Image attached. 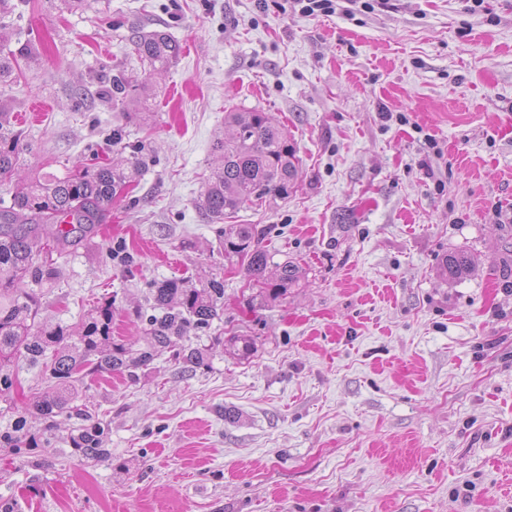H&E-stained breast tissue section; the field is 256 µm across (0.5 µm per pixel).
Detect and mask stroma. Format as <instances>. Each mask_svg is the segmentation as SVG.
<instances>
[{
    "label": "stroma",
    "mask_w": 512,
    "mask_h": 512,
    "mask_svg": "<svg viewBox=\"0 0 512 512\" xmlns=\"http://www.w3.org/2000/svg\"><path fill=\"white\" fill-rule=\"evenodd\" d=\"M183 46L150 72L131 37ZM0 112L21 133L17 177H64L141 148L138 185L98 233L58 257L43 315L74 325L113 300L135 340L152 282L224 283L208 366L161 353L136 377L78 384L107 458L70 443L0 448V512H512V0H336L330 16L278 0H7ZM125 69L146 116L106 90ZM288 126L300 161L285 200L247 205L274 262L300 278L252 304L200 208L229 110ZM469 255V276L437 268ZM251 337L249 359L216 336ZM0 432L51 391L21 361Z\"/></svg>",
    "instance_id": "stroma-1"
}]
</instances>
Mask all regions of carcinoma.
Returning <instances> with one entry per match:
<instances>
[{"mask_svg":"<svg viewBox=\"0 0 512 512\" xmlns=\"http://www.w3.org/2000/svg\"><path fill=\"white\" fill-rule=\"evenodd\" d=\"M137 57L155 71L166 70L180 55L181 45L165 32L138 34L133 40ZM141 83L123 71L112 74V102L127 108L141 103ZM0 112V177L15 170L19 135L4 133ZM228 133L214 143L220 164L211 174L203 193L202 208L214 221L236 213L246 203L285 200L299 178V159L288 130L269 113L227 112ZM137 147L130 157L95 170L84 169L59 178L47 174L16 185L10 200L0 199V393L17 383L13 365L25 360L39 365L56 386V395L42 398L36 410L46 419L82 417L75 384L86 376L122 373L146 367L155 354L173 351L176 360L194 367L206 365V350L183 344L191 334L209 330L224 306V284L211 280L195 287L185 279H170L151 288V314L136 311L144 325L146 343L141 346L112 337V301L94 308L74 325L42 323L41 305L28 283L41 285L54 280L58 266L53 255H62L90 235L101 223L112 201L136 178L143 165ZM50 227L53 246L38 249L42 228ZM224 254L239 258L246 277L259 290L252 299L263 305L288 293L299 280V268L290 262L277 266L274 277L266 276L271 254L260 246L253 224H224L216 230ZM465 254H449L441 262L443 276L459 280L472 269ZM26 420L0 433V447L16 456L34 447ZM102 423L83 417L72 437L73 447L89 459H103Z\"/></svg>","mask_w":512,"mask_h":512,"instance_id":"cac0c4a2","label":"carcinoma"}]
</instances>
